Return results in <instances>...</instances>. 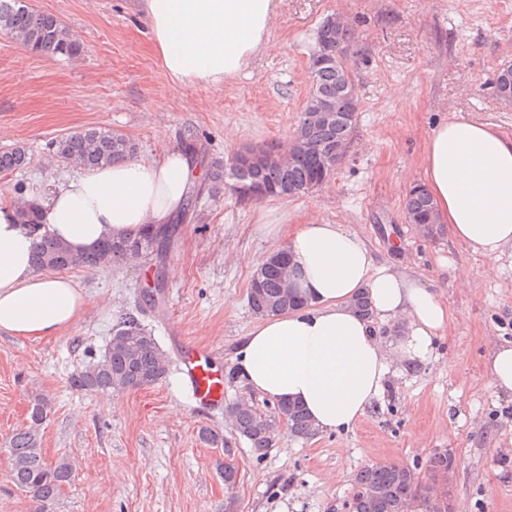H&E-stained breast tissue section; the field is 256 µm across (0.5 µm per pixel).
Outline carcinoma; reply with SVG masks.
Instances as JSON below:
<instances>
[{"label":"carcinoma","mask_w":512,"mask_h":512,"mask_svg":"<svg viewBox=\"0 0 512 512\" xmlns=\"http://www.w3.org/2000/svg\"><path fill=\"white\" fill-rule=\"evenodd\" d=\"M0 29L24 47L38 52L78 57L82 52L79 43L72 40L68 30L52 14L37 12L22 4V0H0ZM351 33L348 28L338 29L332 20H326L318 29L316 49L310 58L313 79L311 94L336 98L348 77L344 57L336 52H346ZM493 89L499 98L512 100V65L502 66L495 74ZM354 127L334 124L317 126L304 131L312 146H295L298 158L284 169L276 163L260 168L236 160L223 168L215 165L208 169L207 180L212 192L220 186L229 187L239 201L257 202L266 198L303 194V189L318 184L330 176L341 162V152L336 150L340 140L352 136ZM137 144L127 135L111 130L88 127L66 134L54 143L53 153L65 163L91 169L110 165L131 158ZM27 163L24 148L0 151V172L14 171ZM405 212L419 224L433 223V203L425 187L411 188L405 198ZM18 213L23 224L44 223V213L34 200H18ZM178 232V225L168 224L136 238H114L103 243L109 248V257L102 249L76 255L68 246L45 235L36 243L33 264L39 270L55 267L59 270L82 267L99 269L127 259V249L134 248L145 255L154 254L159 260L170 249ZM281 253L268 255L259 265L249 284L248 302L258 315H273L299 305L298 297L288 298L282 288L279 265L275 260ZM166 373L162 352L154 338L141 324L139 318L128 313L112 328V338L101 360L86 369L79 377L81 386L102 393L138 389L158 383ZM48 406L35 401L29 412V425L14 433L9 441L11 481L20 490L29 493L38 504L39 512H48L60 496L63 487L72 478V468L65 460L47 462L41 448L40 427L47 419ZM233 426L240 437L248 441L255 453L261 455L271 447L278 428V418L285 417L290 432L305 438L312 432V425L304 411L290 403L277 405V416H264L244 403L230 409ZM451 458L435 455L430 459L429 473L434 486H426L414 477L409 468L396 465H375L359 471L355 477L357 488L349 503L350 512H396L398 499L413 495L422 500L430 493L442 500L440 512H448V467Z\"/></svg>","instance_id":"carcinoma-1"}]
</instances>
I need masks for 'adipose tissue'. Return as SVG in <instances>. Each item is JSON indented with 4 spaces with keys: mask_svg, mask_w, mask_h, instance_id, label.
Wrapping results in <instances>:
<instances>
[{
    "mask_svg": "<svg viewBox=\"0 0 512 512\" xmlns=\"http://www.w3.org/2000/svg\"><path fill=\"white\" fill-rule=\"evenodd\" d=\"M154 50L172 82L217 87L272 47L275 0H145ZM198 170L184 153L129 158L68 177L45 205V221L23 224L14 202L0 201V331L41 339L74 327L85 298L65 276L32 264L40 237L73 252L113 237L134 238L169 223L186 203ZM425 187L438 223L487 258L485 277L512 249V137L489 125L449 119L425 146ZM301 303L260 317L235 367L251 392L300 406L318 432L351 429L386 390L397 369L429 363L447 330L449 308L407 268L376 259L343 224H303L287 241ZM369 304L360 311L357 299ZM400 324L384 343L376 321Z\"/></svg>",
    "mask_w": 512,
    "mask_h": 512,
    "instance_id": "adipose-tissue-1",
    "label": "adipose tissue"
}]
</instances>
